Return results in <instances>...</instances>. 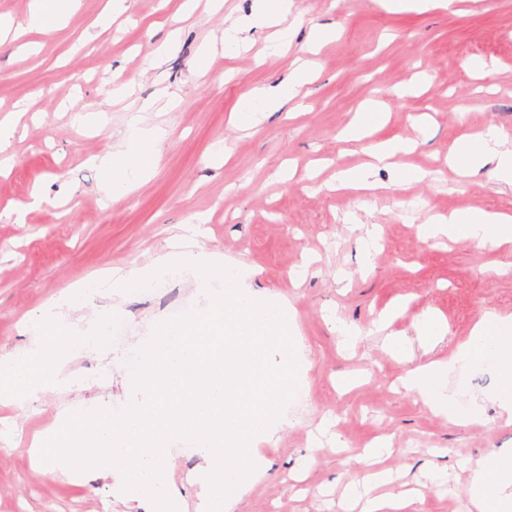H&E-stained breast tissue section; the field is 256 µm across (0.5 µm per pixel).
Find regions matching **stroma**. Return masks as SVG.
Here are the masks:
<instances>
[{"mask_svg": "<svg viewBox=\"0 0 512 512\" xmlns=\"http://www.w3.org/2000/svg\"><path fill=\"white\" fill-rule=\"evenodd\" d=\"M183 2L130 0L103 29L98 20L109 0H82L61 30L41 38L38 52L21 50L17 39L0 43V107L26 109L13 144L16 164L0 174V354L32 347L25 323L34 312L108 269L148 264L193 220L207 251L250 268L255 291L295 306L311 362L304 403L286 408L291 428L277 443L261 445L269 465L228 512H342L346 485L362 475L355 458L378 438L393 448L380 462L393 477L381 493L419 489L411 512H470L478 461L491 450L512 453V418L489 401L482 425L434 416L400 389L405 366L385 341L406 336L417 364L444 359L469 339L483 312L512 314V275L495 271L512 263V251L434 245L418 236L431 214L468 206L512 213V187L496 185L483 170L460 177L445 162L475 121L512 132V0H462L452 12H388L376 0H294L291 41L281 54L263 56L259 39L249 51L217 55L204 74L197 69L202 44L220 42L226 26L251 17L254 0H224L218 11L198 0L187 17ZM316 25L335 27L337 36L314 58L318 78L305 108L290 117L273 113L254 133L232 126L241 95L255 85L278 86L304 56ZM165 41L169 49L155 55ZM118 68L133 84L122 98L112 95ZM413 79L422 94L399 97ZM165 93L182 103L145 115L168 132L153 175L128 196L109 198L91 157L118 151L129 114ZM372 97L388 106L380 137L417 143L409 161L428 176L408 191L389 190L385 170L372 196L331 186L338 168L365 159L359 143L338 134ZM89 109L107 113L103 131L76 122ZM220 144L232 150L228 162L215 158ZM287 160L295 174L281 183L275 174ZM36 188L49 205H31ZM374 226L383 250L368 271L359 240ZM309 253L319 259L293 286L290 274ZM399 299L401 312L387 330H376L380 314ZM200 304L192 285L170 276L121 302L107 294L82 308L77 333L112 314L123 334L110 347L68 360L63 382L22 403H0V512H128L118 478L96 470L52 473L33 448L72 412L116 410L132 400L125 360L149 340L150 320ZM429 314L441 316L447 330L423 343L416 328ZM338 320L360 329L355 349L343 348ZM344 373L358 375L359 385L338 387ZM324 421L341 434V450L312 446L309 435ZM309 455L315 464L307 469ZM202 466L190 442L174 444L168 485L185 512H201Z\"/></svg>", "mask_w": 512, "mask_h": 512, "instance_id": "35a3bbf8", "label": "stroma"}]
</instances>
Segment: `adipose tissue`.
Masks as SVG:
<instances>
[{"label":"adipose tissue","mask_w":512,"mask_h":512,"mask_svg":"<svg viewBox=\"0 0 512 512\" xmlns=\"http://www.w3.org/2000/svg\"><path fill=\"white\" fill-rule=\"evenodd\" d=\"M80 0H30L23 21L8 14L0 15V40L18 31L35 32L44 36L60 29L78 8ZM293 0H255L249 24H234L224 30V50L237 53L249 49L253 40L248 30L279 27L280 39H287V31L280 25L291 14ZM313 75L303 65L295 67L287 81L275 88L255 86L240 98L233 120L236 125L258 127L266 114L281 111L289 102L306 97ZM155 102L148 101L141 113L132 115L122 136V148L115 153L93 156L92 162L102 174L110 195L121 198L139 187L154 171L160 148L167 138L165 129L145 121L146 112L154 110ZM385 119L379 102L365 101L350 126L345 138H369L366 151L368 163L338 170L336 184L342 188L373 191L378 187L374 174L379 170L395 173L392 187L408 190L412 183L421 181L420 171L398 165L399 155L413 150L412 141L396 137L372 141L371 136ZM448 165L459 176L488 170L492 180L512 185V135L494 124H486L475 134L461 137L448 153ZM423 241L442 238L466 241L476 246L487 244L512 247V214L487 211L475 206L450 211L448 215L430 217L420 227ZM492 366L498 376V387L490 396L492 402L507 415H512V315L493 311L484 312L477 320L471 336L458 346L448 360H435L411 367L401 377L402 387L417 395L434 414L453 424H481L485 416L477 399L448 387V379L457 372L473 366ZM360 482H353L346 491L348 512H406L412 500L406 496H368ZM474 512H512V455L489 452L477 464L469 488Z\"/></svg>","instance_id":"1"}]
</instances>
